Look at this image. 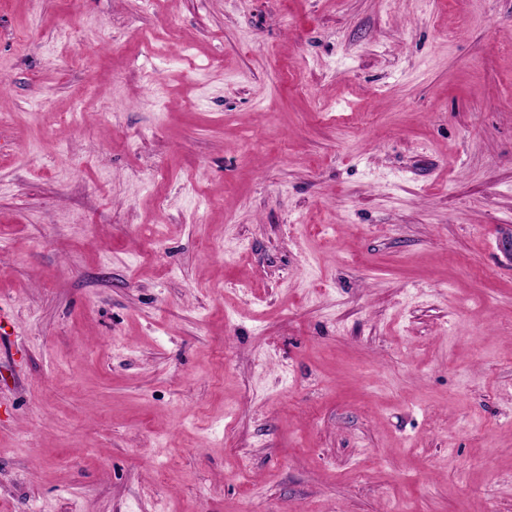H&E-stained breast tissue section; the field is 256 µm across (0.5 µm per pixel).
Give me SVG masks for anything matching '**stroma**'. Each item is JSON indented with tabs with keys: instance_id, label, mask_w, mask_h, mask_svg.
<instances>
[{
	"instance_id": "35a3bbf8",
	"label": "stroma",
	"mask_w": 512,
	"mask_h": 512,
	"mask_svg": "<svg viewBox=\"0 0 512 512\" xmlns=\"http://www.w3.org/2000/svg\"><path fill=\"white\" fill-rule=\"evenodd\" d=\"M402 503L512 512V0H0V512Z\"/></svg>"
}]
</instances>
